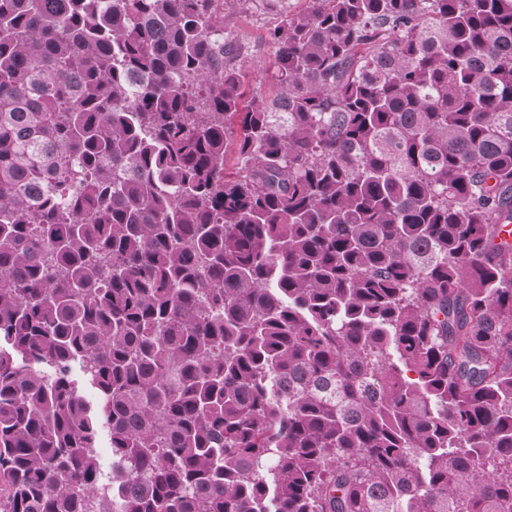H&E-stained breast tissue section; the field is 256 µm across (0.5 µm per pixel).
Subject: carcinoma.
I'll use <instances>...</instances> for the list:
<instances>
[{"label": "carcinoma", "instance_id": "obj_1", "mask_svg": "<svg viewBox=\"0 0 512 512\" xmlns=\"http://www.w3.org/2000/svg\"><path fill=\"white\" fill-rule=\"evenodd\" d=\"M218 2L0 0V512H512V0ZM308 6V0H235L224 4L225 12L229 14V9L234 17L231 34L241 48L238 62L246 75L243 90L247 95L268 76L273 60L268 31L277 24L283 12L300 13Z\"/></svg>", "mask_w": 512, "mask_h": 512}]
</instances>
